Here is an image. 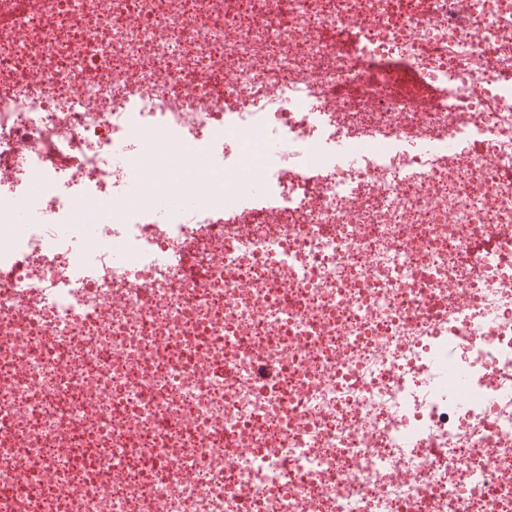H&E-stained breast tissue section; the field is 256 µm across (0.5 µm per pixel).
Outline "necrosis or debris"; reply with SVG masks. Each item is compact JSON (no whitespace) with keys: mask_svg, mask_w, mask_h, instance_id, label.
<instances>
[{"mask_svg":"<svg viewBox=\"0 0 512 512\" xmlns=\"http://www.w3.org/2000/svg\"><path fill=\"white\" fill-rule=\"evenodd\" d=\"M508 72L512 0L0 23V512H512Z\"/></svg>","mask_w":512,"mask_h":512,"instance_id":"4bbe7bcc","label":"necrosis or debris"}]
</instances>
